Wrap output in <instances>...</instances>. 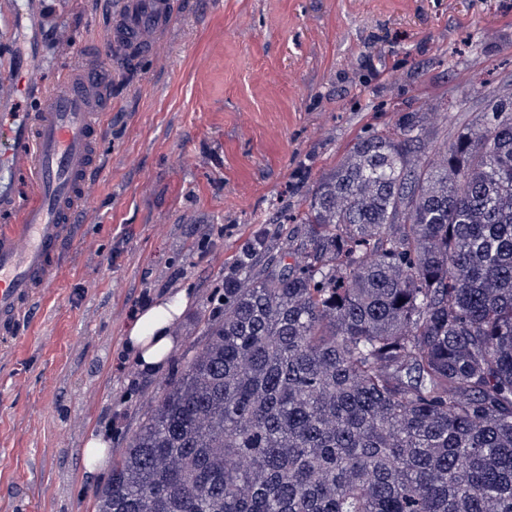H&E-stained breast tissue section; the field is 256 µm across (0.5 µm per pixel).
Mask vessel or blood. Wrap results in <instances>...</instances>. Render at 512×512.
<instances>
[{"label": "vessel or blood", "mask_w": 512, "mask_h": 512, "mask_svg": "<svg viewBox=\"0 0 512 512\" xmlns=\"http://www.w3.org/2000/svg\"><path fill=\"white\" fill-rule=\"evenodd\" d=\"M173 0H118L113 42L129 56L147 52L171 28ZM112 66L67 68L44 80L24 112L0 110V334L60 271L107 135L101 120Z\"/></svg>", "instance_id": "1"}]
</instances>
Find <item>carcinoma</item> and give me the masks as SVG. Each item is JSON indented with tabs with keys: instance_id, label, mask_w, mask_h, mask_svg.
Returning <instances> with one entry per match:
<instances>
[{
	"instance_id": "carcinoma-1",
	"label": "carcinoma",
	"mask_w": 512,
	"mask_h": 512,
	"mask_svg": "<svg viewBox=\"0 0 512 512\" xmlns=\"http://www.w3.org/2000/svg\"><path fill=\"white\" fill-rule=\"evenodd\" d=\"M359 140L149 406L95 512H512V104Z\"/></svg>"
}]
</instances>
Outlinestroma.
<instances>
[{
	"label": "stroma",
	"instance_id": "1",
	"mask_svg": "<svg viewBox=\"0 0 512 512\" xmlns=\"http://www.w3.org/2000/svg\"><path fill=\"white\" fill-rule=\"evenodd\" d=\"M172 31L135 62L112 52L98 184L63 268L0 343V512H95L111 469L82 449L127 447L178 357L217 312L235 260L277 261L324 174L362 136L415 112L435 144L512 85V0H176ZM107 0L0 21V59L37 80L91 62ZM188 290L165 367L124 361L142 295ZM110 443L102 434L90 433L83 449V461L87 471L93 472L105 467Z\"/></svg>",
	"mask_w": 512,
	"mask_h": 512
}]
</instances>
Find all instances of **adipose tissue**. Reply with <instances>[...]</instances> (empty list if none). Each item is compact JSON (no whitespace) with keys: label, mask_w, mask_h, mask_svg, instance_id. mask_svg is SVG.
<instances>
[{"label":"adipose tissue","mask_w":512,"mask_h":512,"mask_svg":"<svg viewBox=\"0 0 512 512\" xmlns=\"http://www.w3.org/2000/svg\"><path fill=\"white\" fill-rule=\"evenodd\" d=\"M190 305L187 291L158 299L139 311L123 338L124 350L137 369L153 373L163 368L173 351L176 327Z\"/></svg>","instance_id":"obj_1"}]
</instances>
